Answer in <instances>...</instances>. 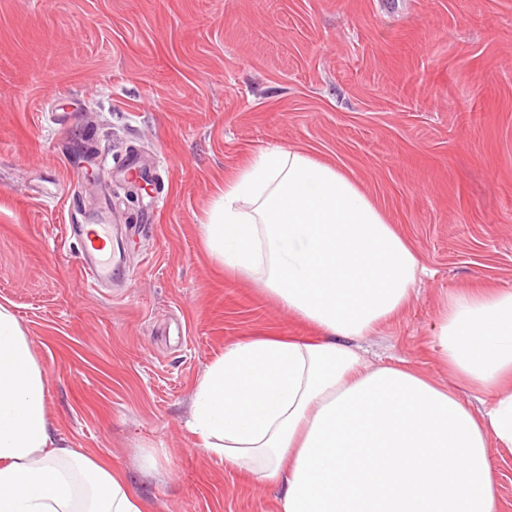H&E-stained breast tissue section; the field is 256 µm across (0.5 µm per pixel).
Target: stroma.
<instances>
[{
    "mask_svg": "<svg viewBox=\"0 0 512 512\" xmlns=\"http://www.w3.org/2000/svg\"><path fill=\"white\" fill-rule=\"evenodd\" d=\"M88 142L93 193L65 163ZM275 147L345 170L407 238L429 274L361 346L441 376L442 295L512 289V0H0V303L55 437L150 512H279L188 427L226 345L312 333L201 238L225 180ZM133 151L157 166L131 202ZM107 195L126 276L95 289L64 238Z\"/></svg>",
    "mask_w": 512,
    "mask_h": 512,
    "instance_id": "obj_1",
    "label": "stroma"
}]
</instances>
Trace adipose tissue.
Wrapping results in <instances>:
<instances>
[{"instance_id": "adipose-tissue-1", "label": "adipose tissue", "mask_w": 512, "mask_h": 512, "mask_svg": "<svg viewBox=\"0 0 512 512\" xmlns=\"http://www.w3.org/2000/svg\"><path fill=\"white\" fill-rule=\"evenodd\" d=\"M201 235L315 333L226 345L194 388L197 448L276 487L280 512H499L491 453L512 454V289L442 299L431 333L445 385L363 357L360 340L411 303L427 269L339 167L263 151L225 182ZM145 510L123 473L57 444L44 371L0 304V512Z\"/></svg>"}]
</instances>
